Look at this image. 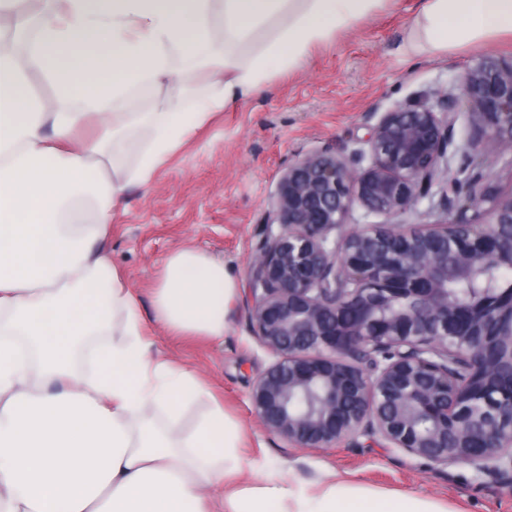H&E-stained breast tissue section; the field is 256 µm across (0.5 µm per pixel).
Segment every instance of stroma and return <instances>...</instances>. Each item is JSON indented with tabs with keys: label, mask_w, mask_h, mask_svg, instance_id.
Here are the masks:
<instances>
[{
	"label": "stroma",
	"mask_w": 512,
	"mask_h": 512,
	"mask_svg": "<svg viewBox=\"0 0 512 512\" xmlns=\"http://www.w3.org/2000/svg\"><path fill=\"white\" fill-rule=\"evenodd\" d=\"M422 5L397 0L314 48L304 66L275 75L258 96L215 113L155 173L149 190L128 189L112 216L106 249L133 290L154 355L193 371L242 426L244 482L259 485L271 478L308 487L337 477L383 494L434 499L450 512H512L511 491L464 466L438 470L365 437L333 448H299L264 430L248 396L275 357L249 328L245 289L220 340L171 336L153 319L151 292L163 261L185 245L223 260L247 284L280 177L298 158L321 151L350 154L368 132L366 112L447 87L482 56L512 55V37L460 46L444 56L401 54ZM492 154V162L476 166V175L500 193L512 192V141L493 142Z\"/></svg>",
	"instance_id": "obj_1"
}]
</instances>
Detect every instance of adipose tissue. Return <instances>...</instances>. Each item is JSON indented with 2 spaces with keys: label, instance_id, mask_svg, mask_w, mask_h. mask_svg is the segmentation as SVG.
Instances as JSON below:
<instances>
[{
  "label": "adipose tissue",
  "instance_id": "adipose-tissue-1",
  "mask_svg": "<svg viewBox=\"0 0 512 512\" xmlns=\"http://www.w3.org/2000/svg\"><path fill=\"white\" fill-rule=\"evenodd\" d=\"M386 0H0L19 16L0 49V512H449L341 480L318 495L241 488L243 430L210 392L158 361L131 288L105 249L129 186L149 188L196 129L257 96L273 70L359 26ZM512 36V0H426L404 46L439 54ZM54 86L26 91V65ZM155 109L140 111V94ZM99 131L75 142L89 119ZM136 144L132 164L117 156ZM239 283L186 246L152 291L170 334L219 339ZM113 334L111 344L96 339ZM223 488L215 497L214 488Z\"/></svg>",
  "mask_w": 512,
  "mask_h": 512
}]
</instances>
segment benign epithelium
Listing matches in <instances>:
<instances>
[{
    "instance_id": "benign-epithelium-1",
    "label": "benign epithelium",
    "mask_w": 512,
    "mask_h": 512,
    "mask_svg": "<svg viewBox=\"0 0 512 512\" xmlns=\"http://www.w3.org/2000/svg\"><path fill=\"white\" fill-rule=\"evenodd\" d=\"M512 140V56H485L447 88L366 114L348 156L314 153L282 174L249 264L250 328L276 361L249 393L261 425L300 448L377 438L435 468L512 477V290L488 287L512 259V193L459 167ZM439 187L443 217L396 218ZM381 224L348 227L355 206ZM278 230H273V225ZM472 290L448 292V252Z\"/></svg>"
}]
</instances>
